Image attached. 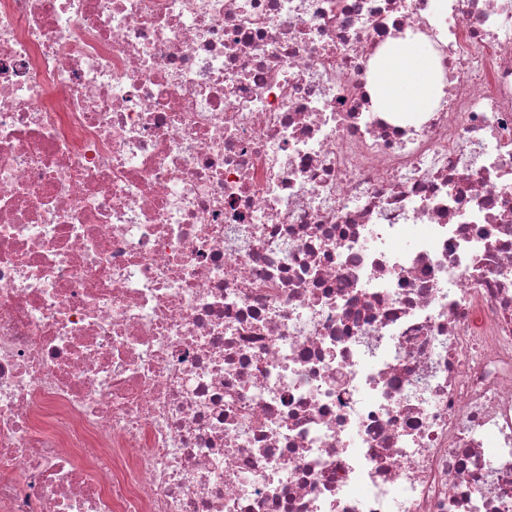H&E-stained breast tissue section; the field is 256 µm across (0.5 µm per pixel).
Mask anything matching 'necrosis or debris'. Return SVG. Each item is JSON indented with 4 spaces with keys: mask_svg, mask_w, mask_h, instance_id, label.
Here are the masks:
<instances>
[{
    "mask_svg": "<svg viewBox=\"0 0 512 512\" xmlns=\"http://www.w3.org/2000/svg\"><path fill=\"white\" fill-rule=\"evenodd\" d=\"M0 512H512V0H0ZM370 91L383 112H428L443 95L437 55L419 37L393 41L370 61Z\"/></svg>",
    "mask_w": 512,
    "mask_h": 512,
    "instance_id": "necrosis-or-debris-1",
    "label": "necrosis or debris"
}]
</instances>
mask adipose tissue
I'll return each instance as SVG.
<instances>
[{"instance_id": "ef3b65f1", "label": "adipose tissue", "mask_w": 512, "mask_h": 512, "mask_svg": "<svg viewBox=\"0 0 512 512\" xmlns=\"http://www.w3.org/2000/svg\"><path fill=\"white\" fill-rule=\"evenodd\" d=\"M370 91L385 112H427L443 94L437 55L419 37L386 45L370 62Z\"/></svg>"}]
</instances>
